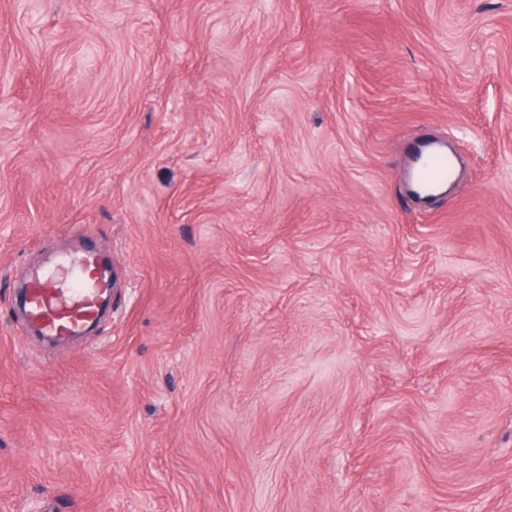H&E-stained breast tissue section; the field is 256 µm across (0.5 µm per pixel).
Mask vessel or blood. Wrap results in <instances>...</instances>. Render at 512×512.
I'll use <instances>...</instances> for the list:
<instances>
[{
  "label": "vessel or blood",
  "mask_w": 512,
  "mask_h": 512,
  "mask_svg": "<svg viewBox=\"0 0 512 512\" xmlns=\"http://www.w3.org/2000/svg\"><path fill=\"white\" fill-rule=\"evenodd\" d=\"M454 168L452 155L440 150L423 151L414 174L417 190L423 194L438 192L452 179ZM58 265L62 280L41 273L32 277L26 303L28 320L50 336H77L99 317L107 274L92 250L85 251L80 264L69 263L63 256Z\"/></svg>",
  "instance_id": "vessel-or-blood-1"
}]
</instances>
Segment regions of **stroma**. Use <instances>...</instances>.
I'll return each instance as SVG.
<instances>
[{
    "label": "stroma",
    "mask_w": 512,
    "mask_h": 512,
    "mask_svg": "<svg viewBox=\"0 0 512 512\" xmlns=\"http://www.w3.org/2000/svg\"><path fill=\"white\" fill-rule=\"evenodd\" d=\"M0 512H512V0H0ZM420 156L421 149L415 154L414 160ZM454 168L455 159L452 155L440 150H424L415 169L416 189L422 194L438 192L452 179ZM83 258L78 265L69 264L67 255L58 260L66 288L43 272L32 277L25 307L39 331L59 338L78 336L98 320L107 274L95 251H85Z\"/></svg>",
    "instance_id": "35a3bbf8"
}]
</instances>
